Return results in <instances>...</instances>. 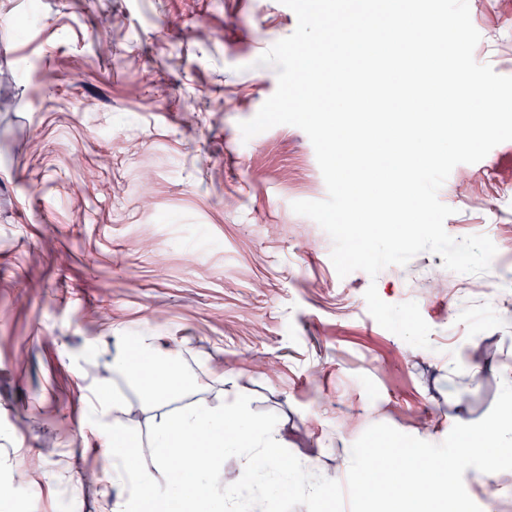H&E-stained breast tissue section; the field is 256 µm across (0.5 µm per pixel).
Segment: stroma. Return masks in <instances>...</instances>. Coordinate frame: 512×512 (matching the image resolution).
<instances>
[{"label": "stroma", "instance_id": "1", "mask_svg": "<svg viewBox=\"0 0 512 512\" xmlns=\"http://www.w3.org/2000/svg\"><path fill=\"white\" fill-rule=\"evenodd\" d=\"M469 8L475 60L512 76V0ZM296 27L281 0H0V496L14 512H102L104 478L83 479L104 467L86 402L112 388L120 336L166 337L207 398L210 369L232 372L251 417L286 421L283 456L340 482L370 425L439 443L493 407L490 372L512 369V141L438 193L449 235L497 247L473 277L485 292L430 251L339 277L330 236L291 209L327 196L308 136L239 129L277 87L258 57ZM371 285L417 302L430 348L374 320ZM464 483L482 512H512V482L492 491L470 468Z\"/></svg>", "mask_w": 512, "mask_h": 512}]
</instances>
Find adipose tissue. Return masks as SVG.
<instances>
[{
  "label": "adipose tissue",
  "mask_w": 512,
  "mask_h": 512,
  "mask_svg": "<svg viewBox=\"0 0 512 512\" xmlns=\"http://www.w3.org/2000/svg\"><path fill=\"white\" fill-rule=\"evenodd\" d=\"M138 356L119 346L112 357V372L139 394L142 409L150 410L147 430L131 422L132 408L121 391L98 388L90 406L93 424L102 438V453L110 462L108 486L102 497L105 512H224L229 495L224 485V460L235 456L245 476L262 468L291 476L292 471L274 454L285 442L286 423L269 416L256 420L238 404L231 376L219 373L220 396L211 401H185L190 380L174 351L161 337H138ZM181 399L170 407L172 399ZM207 433L198 441V433ZM148 464H140V454ZM182 463L172 473L171 459Z\"/></svg>",
  "instance_id": "adipose-tissue-1"
}]
</instances>
